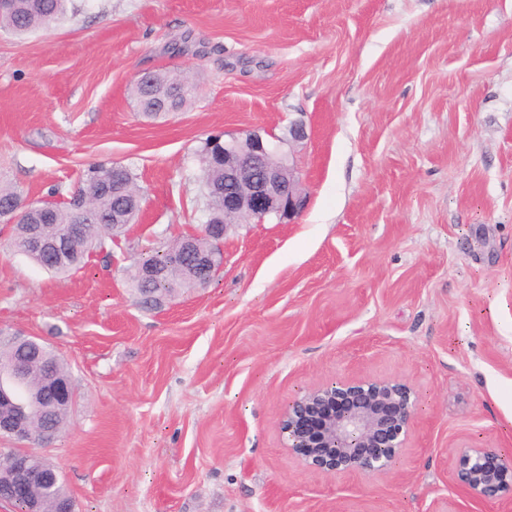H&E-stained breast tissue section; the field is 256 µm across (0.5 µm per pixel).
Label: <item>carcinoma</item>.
Masks as SVG:
<instances>
[{
    "instance_id": "carcinoma-1",
    "label": "carcinoma",
    "mask_w": 512,
    "mask_h": 512,
    "mask_svg": "<svg viewBox=\"0 0 512 512\" xmlns=\"http://www.w3.org/2000/svg\"><path fill=\"white\" fill-rule=\"evenodd\" d=\"M65 0H14L9 12L0 13V28H6L15 35L47 26L56 21L64 12ZM183 78L169 71H159L150 88L136 86L133 95L138 97L142 106L154 105V91L161 89L169 94L176 105L189 108L194 99V91L181 89ZM199 161L203 172L205 187H224V167L220 162L211 160V151L201 148ZM112 177V166L92 167L83 184L69 199L63 202L45 203L50 209V220L42 227V236L46 239H60L66 236L69 225L77 222L83 205L90 207L84 220L88 224L85 236L68 242L67 251L62 258L51 262L50 257L42 254L29 241L28 225L40 223L39 206L25 205L24 193L7 181H0V206L17 207L13 215L14 222L9 228L8 246L27 256L36 265L56 274H68L82 269L95 255L112 248V238L119 237L128 210L121 199L105 188L108 178ZM199 274L190 260L179 266L172 265L170 250H157L139 261L132 275L129 288L140 302L148 307L161 305L180 288L195 285ZM67 495L63 481L46 490H37L38 509L42 512H58L57 498Z\"/></svg>"
}]
</instances>
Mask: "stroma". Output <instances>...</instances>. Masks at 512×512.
I'll use <instances>...</instances> for the list:
<instances>
[{
	"label": "stroma",
	"mask_w": 512,
	"mask_h": 512,
	"mask_svg": "<svg viewBox=\"0 0 512 512\" xmlns=\"http://www.w3.org/2000/svg\"><path fill=\"white\" fill-rule=\"evenodd\" d=\"M146 69L187 74L192 106L144 120ZM295 121L305 210L232 226L208 284L142 305L141 253L206 220L204 140ZM115 162L142 201L112 251L57 276L0 237V330L77 391L42 452L76 512H503L448 471L512 452V0H69L0 29V172L40 202ZM351 376L419 394L389 475L312 472L278 429Z\"/></svg>",
	"instance_id": "stroma-1"
}]
</instances>
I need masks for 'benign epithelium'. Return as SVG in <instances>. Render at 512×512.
<instances>
[{"label": "benign epithelium", "mask_w": 512, "mask_h": 512, "mask_svg": "<svg viewBox=\"0 0 512 512\" xmlns=\"http://www.w3.org/2000/svg\"><path fill=\"white\" fill-rule=\"evenodd\" d=\"M224 163V223L204 224L189 235L183 252L194 251L198 235L216 248L195 254L204 271L224 263L223 241L239 218L262 223L299 214L306 197L300 190L294 157L281 144L252 131L221 146ZM30 364L0 365V436L23 444L0 464V500L32 498L36 485L56 482L58 470L39 452L24 447L41 435L52 443L58 433L35 428L31 403L17 395ZM41 403L71 406L74 390L69 373L42 370ZM419 396L405 381L348 378L305 390L288 402L278 427L288 454L309 470L325 475L358 473L366 477L392 472L407 448L418 416ZM451 483L465 496L483 503L512 500V457L496 448H460L452 454Z\"/></svg>", "instance_id": "7a95c632"}]
</instances>
